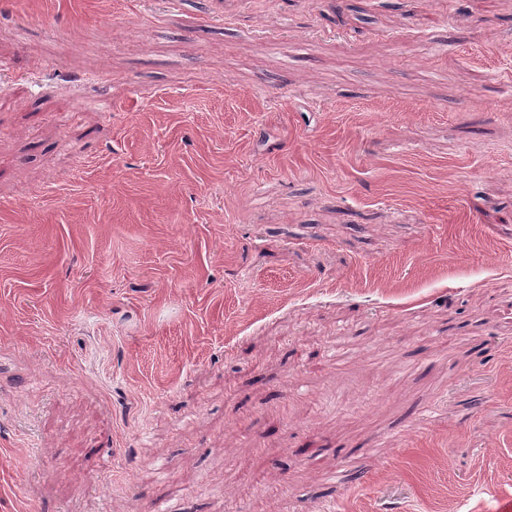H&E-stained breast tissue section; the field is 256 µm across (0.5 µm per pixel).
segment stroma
Listing matches in <instances>:
<instances>
[{"label":"stroma","instance_id":"1","mask_svg":"<svg viewBox=\"0 0 512 512\" xmlns=\"http://www.w3.org/2000/svg\"><path fill=\"white\" fill-rule=\"evenodd\" d=\"M260 501L512 504V0H0V512Z\"/></svg>","mask_w":512,"mask_h":512}]
</instances>
